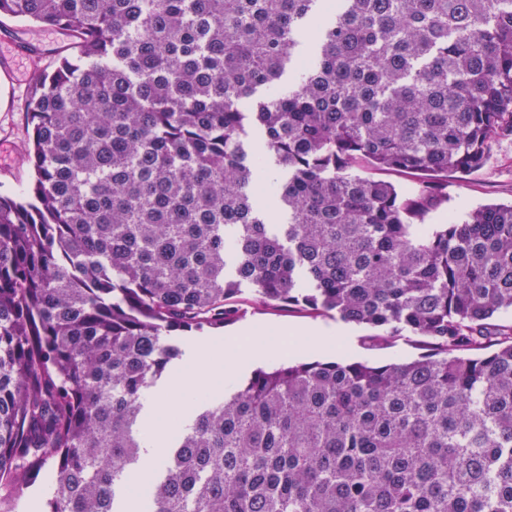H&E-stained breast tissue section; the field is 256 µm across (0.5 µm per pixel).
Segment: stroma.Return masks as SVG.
<instances>
[{
  "mask_svg": "<svg viewBox=\"0 0 512 512\" xmlns=\"http://www.w3.org/2000/svg\"><path fill=\"white\" fill-rule=\"evenodd\" d=\"M7 34L23 45H32L36 54L19 63V73L0 67V192L27 197L34 182V171L26 160L31 126L28 121L33 74L52 70L55 52L69 43L65 32L51 27L0 18V34ZM448 201L434 211L429 221L447 223L449 218L464 219L478 206L512 202V135L495 138L484 165L467 173L448 176ZM237 316L217 334L227 343H239L248 326L274 329L285 356L305 361L313 353L292 349V331L318 327L336 336L332 357L347 362L373 364L402 362L437 354L438 348L423 336L388 335L385 329L341 320L336 314H311L298 306L266 305L257 301L250 287H242L235 298Z\"/></svg>",
  "mask_w": 512,
  "mask_h": 512,
  "instance_id": "1",
  "label": "stroma"
}]
</instances>
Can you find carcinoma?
Masks as SVG:
<instances>
[{
    "mask_svg": "<svg viewBox=\"0 0 512 512\" xmlns=\"http://www.w3.org/2000/svg\"><path fill=\"white\" fill-rule=\"evenodd\" d=\"M2 15L66 32L78 56L34 78L31 196L0 194V512L48 463L44 512H126L174 333L234 320L244 283L440 353L285 361L201 398L139 512H512V327L490 323L512 308V204L429 224L436 183L357 173L473 170L512 133V0ZM268 170L281 224L252 192Z\"/></svg>",
    "mask_w": 512,
    "mask_h": 512,
    "instance_id": "carcinoma-1",
    "label": "carcinoma"
}]
</instances>
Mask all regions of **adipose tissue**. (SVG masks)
Listing matches in <instances>:
<instances>
[{"label": "adipose tissue", "mask_w": 512, "mask_h": 512, "mask_svg": "<svg viewBox=\"0 0 512 512\" xmlns=\"http://www.w3.org/2000/svg\"><path fill=\"white\" fill-rule=\"evenodd\" d=\"M259 352L273 358L279 354L280 346L269 340L255 352L237 349L228 353L224 350L223 339L192 341L188 361L176 370L170 388L155 401L154 419L149 424L150 436L144 454L147 464H154L161 457V437L170 428V416L176 415L182 422H189L188 408L192 400L232 380Z\"/></svg>", "instance_id": "ef3b65f1"}]
</instances>
